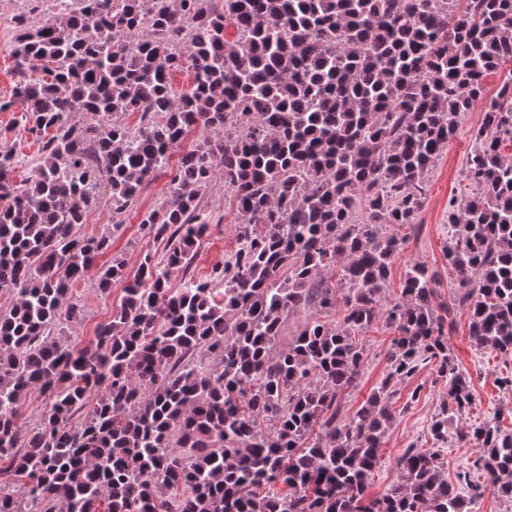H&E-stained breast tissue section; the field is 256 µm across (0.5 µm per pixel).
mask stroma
<instances>
[{
  "label": "stroma",
  "instance_id": "stroma-1",
  "mask_svg": "<svg viewBox=\"0 0 512 512\" xmlns=\"http://www.w3.org/2000/svg\"><path fill=\"white\" fill-rule=\"evenodd\" d=\"M30 7V0H0V98L10 96L16 79L12 56L15 36L13 18L28 13ZM485 110V100H481L463 114L454 140L429 172L425 186V205L417 219L418 230L408 235L388 279L390 292L395 295L399 292L407 265L423 262L437 271L435 289L440 300L448 303L451 310L448 345L467 372L475 391L474 405L465 417L469 425L495 414L507 419L512 417V392L500 390L496 382L498 375L512 371V359L491 350L479 352L471 347L468 314L463 307L453 302L457 287L444 258V247L448 242V200L466 192L462 176L464 161L471 135L481 126ZM16 119V113L0 112V146L12 147L17 152L19 163L15 177L21 180L29 176V162L37 155L39 145L33 135L17 125ZM167 181V176L163 175L144 184L134 207L124 215L125 223L115 236L112 252L124 260L128 272L137 271L145 253L160 256L165 251L164 240L143 235L139 221L141 213L152 207L163 194ZM234 242L230 225L222 223L215 226L211 235L204 238L196 250L191 267L194 276L205 277L212 266L233 249ZM94 282V277L90 276L77 285L75 293L84 301L86 311L80 321L67 325L68 335L80 346L93 339L99 324L111 321L121 296V290L117 287L113 288L111 294L99 293ZM390 336V331L380 323L374 324L367 331L368 359L358 387L346 397L347 410H355L382 379ZM417 385L422 387L423 393L419 400L414 401L410 394ZM446 397V387L436 382L434 371L429 366L421 367L411 382L400 386L392 400L396 418L380 451L382 461L371 477V495L382 494L392 483L395 477L394 460L405 448L412 445L430 446L428 422Z\"/></svg>",
  "mask_w": 512,
  "mask_h": 512
}]
</instances>
